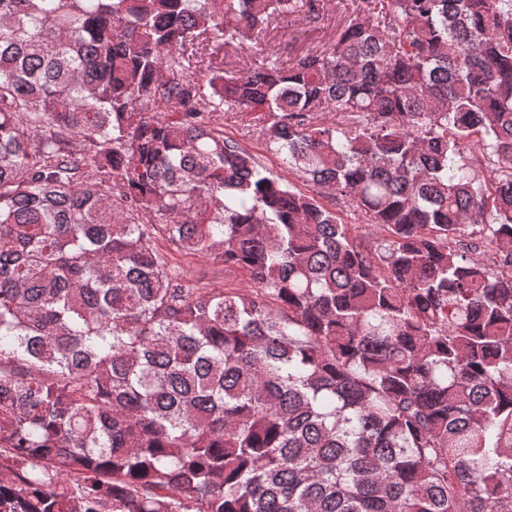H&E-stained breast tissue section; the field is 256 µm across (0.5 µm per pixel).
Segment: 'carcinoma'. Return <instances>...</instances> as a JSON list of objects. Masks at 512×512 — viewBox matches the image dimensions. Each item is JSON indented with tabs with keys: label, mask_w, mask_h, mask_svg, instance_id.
I'll use <instances>...</instances> for the list:
<instances>
[{
	"label": "carcinoma",
	"mask_w": 512,
	"mask_h": 512,
	"mask_svg": "<svg viewBox=\"0 0 512 512\" xmlns=\"http://www.w3.org/2000/svg\"><path fill=\"white\" fill-rule=\"evenodd\" d=\"M302 11L0 0V512H512V0ZM355 0H315L319 4V18L309 23L305 14L288 17L282 22L272 19L261 38L262 46L250 50L222 46L217 49L224 61V70L242 71L254 67L261 60L264 48L275 51L284 61L293 59L298 53L324 47L333 40L336 31L354 15ZM234 116H236V118L228 120L224 123V134L237 139L245 138V144L260 158L261 162L266 165V167H268L270 170H273L276 174L282 175L285 179L290 180L298 188L306 191V188L308 187H306L301 182V180H298L294 175L288 174L287 171H284L280 167L278 159L274 155L265 152L261 143L244 137V134L247 131L246 128L249 124H253V117L255 115L238 113ZM161 251L170 256L172 263L179 266L184 276L193 284L207 286L209 288H241L243 290L251 287L248 278L240 271H228L224 264L212 258H203L192 255H185L179 252H171L165 239L157 240Z\"/></svg>",
	"instance_id": "carcinoma-1"
}]
</instances>
